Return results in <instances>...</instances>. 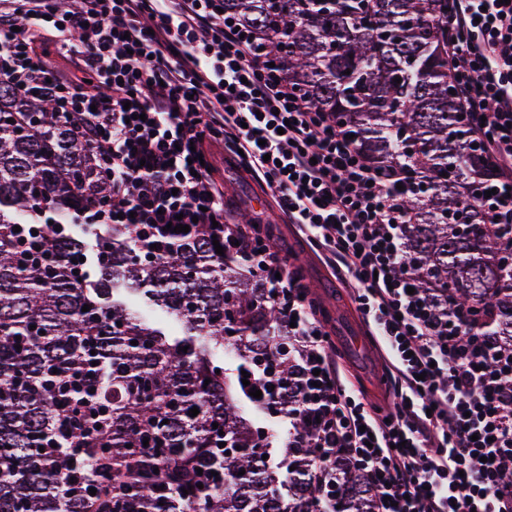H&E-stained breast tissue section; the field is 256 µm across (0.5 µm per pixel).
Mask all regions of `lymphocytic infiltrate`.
Segmentation results:
<instances>
[{
    "label": "lymphocytic infiltrate",
    "instance_id": "f902f5d3",
    "mask_svg": "<svg viewBox=\"0 0 512 512\" xmlns=\"http://www.w3.org/2000/svg\"><path fill=\"white\" fill-rule=\"evenodd\" d=\"M224 0H0V79L48 89L71 133L111 179L74 221L126 224L143 251L174 239L169 222L218 239L262 272L291 324L307 374L286 445L305 422L320 466L344 451L366 471L375 512H512V350L438 317L408 269L402 199L410 175L376 167L348 127L289 85ZM449 76L492 170L490 226L512 224V0H454ZM76 55L99 91L61 75L33 35ZM259 180L288 223L344 267L363 319L397 376L390 410L366 403L333 364L324 320L299 267L232 223L224 183L199 162L212 139Z\"/></svg>",
    "mask_w": 512,
    "mask_h": 512
}]
</instances>
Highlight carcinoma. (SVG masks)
<instances>
[{"label":"carcinoma","instance_id":"carcinoma-1","mask_svg":"<svg viewBox=\"0 0 512 512\" xmlns=\"http://www.w3.org/2000/svg\"><path fill=\"white\" fill-rule=\"evenodd\" d=\"M450 7L224 0L263 34L294 89L348 125L370 159L411 167L409 265L439 295L438 313L468 315L488 302L478 324L512 337V267L484 225L481 149L448 76ZM109 194L110 176L54 102L0 81V512H187L190 503L196 512H373L376 492L343 451L328 486L313 476L318 449L308 438L271 463L273 435L258 439L236 404L255 401L250 389L237 377L236 395L226 391L228 349L238 369L274 386L277 414L297 407L303 364L288 353L294 341L262 273L235 274L239 258L195 236L151 257L123 224L92 230L89 248L70 232L69 201ZM44 206L58 217L53 232L29 220ZM461 209L468 233L453 224ZM132 293L174 316L181 335L132 310ZM88 459L99 464L94 481Z\"/></svg>","mask_w":512,"mask_h":512}]
</instances>
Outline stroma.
Returning a JSON list of instances; mask_svg holds the SVG:
<instances>
[{"label": "stroma", "instance_id": "35a3bbf8", "mask_svg": "<svg viewBox=\"0 0 512 512\" xmlns=\"http://www.w3.org/2000/svg\"><path fill=\"white\" fill-rule=\"evenodd\" d=\"M212 161L224 178L226 201L232 212L248 215L255 224H272L278 251L301 266L314 297L326 307L327 329L336 348V368L341 379L354 381L373 403H383L388 379L383 357L325 253L300 237L292 225L279 223L271 199L260 186L225 163L222 141L214 142Z\"/></svg>", "mask_w": 512, "mask_h": 512}]
</instances>
